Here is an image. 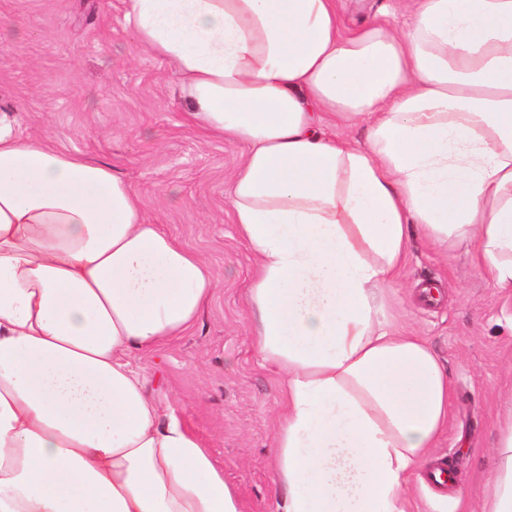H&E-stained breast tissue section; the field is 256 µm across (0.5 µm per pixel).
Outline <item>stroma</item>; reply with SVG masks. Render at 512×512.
<instances>
[{
  "label": "stroma",
  "mask_w": 512,
  "mask_h": 512,
  "mask_svg": "<svg viewBox=\"0 0 512 512\" xmlns=\"http://www.w3.org/2000/svg\"><path fill=\"white\" fill-rule=\"evenodd\" d=\"M125 13L126 0H0V103L17 107L27 131L111 164L147 216L202 258L215 288L199 320L136 365L223 466L244 512H276L270 462L281 395L252 343L246 292L256 264L226 203L245 147L188 124L167 65L134 48ZM429 283L440 296L428 306ZM385 312L448 370V424L432 456L454 466L469 512H480L512 404V295L465 249L439 250L415 232Z\"/></svg>",
  "instance_id": "stroma-1"
}]
</instances>
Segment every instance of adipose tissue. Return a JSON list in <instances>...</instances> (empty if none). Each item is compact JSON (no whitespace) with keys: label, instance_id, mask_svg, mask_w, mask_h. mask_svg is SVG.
I'll use <instances>...</instances> for the list:
<instances>
[{"label":"adipose tissue","instance_id":"adipose-tissue-1","mask_svg":"<svg viewBox=\"0 0 512 512\" xmlns=\"http://www.w3.org/2000/svg\"><path fill=\"white\" fill-rule=\"evenodd\" d=\"M343 30L336 0H128L189 123L244 142L227 200L280 375L279 512H409L448 423L436 352L381 298L412 232L472 247L512 293V0H396ZM363 123L365 143L336 136ZM213 282L111 165L0 108V512H243L208 448L135 365ZM483 512H512V422Z\"/></svg>","mask_w":512,"mask_h":512}]
</instances>
